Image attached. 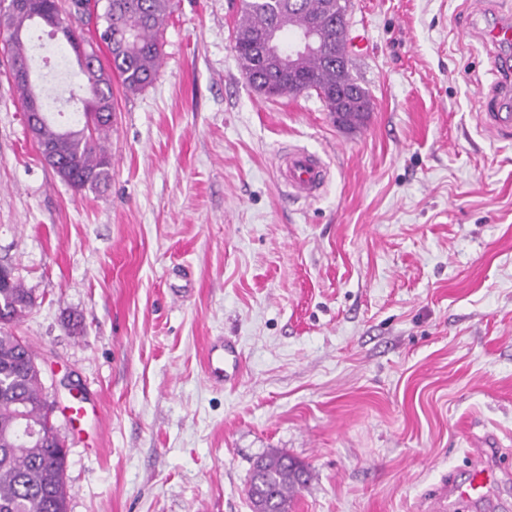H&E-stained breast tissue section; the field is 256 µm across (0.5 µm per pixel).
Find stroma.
Segmentation results:
<instances>
[{
	"mask_svg": "<svg viewBox=\"0 0 512 512\" xmlns=\"http://www.w3.org/2000/svg\"><path fill=\"white\" fill-rule=\"evenodd\" d=\"M238 4L172 0L155 81L114 90L99 190L45 165L0 50V266L35 299L8 330L68 449V512H252L274 450L310 473L291 512H423L474 448L497 482L448 512H512V140L483 119L512 47L481 33L512 0H349L372 101L353 130L316 93L249 86ZM28 41L48 115L82 120L70 47ZM291 147L328 167L315 200L277 178ZM226 337L232 385L205 368Z\"/></svg>",
	"mask_w": 512,
	"mask_h": 512,
	"instance_id": "stroma-1",
	"label": "stroma"
}]
</instances>
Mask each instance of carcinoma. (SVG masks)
Here are the masks:
<instances>
[{
	"mask_svg": "<svg viewBox=\"0 0 512 512\" xmlns=\"http://www.w3.org/2000/svg\"><path fill=\"white\" fill-rule=\"evenodd\" d=\"M0 0L3 48L13 57L12 71L29 66L25 34L48 10L51 0H30L25 12L11 13ZM101 3L104 25L98 32L79 31L77 44L89 43L95 53L106 47L109 64L87 68L83 87L85 111L99 113L92 129L78 124L62 128L47 116H37L38 92L25 80H14L26 117L33 118L38 148L49 150L61 163L58 178L75 191L107 184L112 156L104 142L115 111L113 76L121 87L137 93L156 78L160 59L159 34L169 14L170 0H94ZM347 0H280L268 9L257 0H241L234 50L247 83L265 97L297 96L315 90L328 112L346 128L361 124L370 111L366 90L352 77L350 67L336 64V46H344ZM309 30L317 51L304 56L298 71L279 73L269 63L266 36ZM32 294L13 279L0 288V322L19 320L32 307ZM50 408L42 394L41 375L31 346L8 331L0 332V512H68L67 453L56 443L49 421ZM35 427L41 437H24L21 425ZM307 468L279 452L254 465L249 483L252 512H290L294 492L306 483Z\"/></svg>",
	"mask_w": 512,
	"mask_h": 512,
	"instance_id": "cac0c4a2",
	"label": "carcinoma"
}]
</instances>
